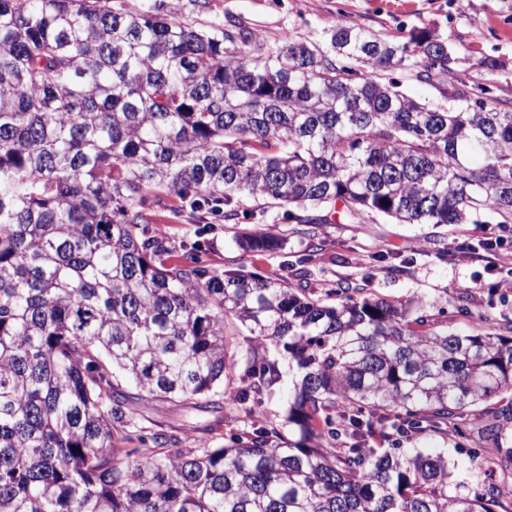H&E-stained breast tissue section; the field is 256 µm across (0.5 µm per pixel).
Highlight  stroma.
Wrapping results in <instances>:
<instances>
[{
	"instance_id": "stroma-1",
	"label": "stroma",
	"mask_w": 512,
	"mask_h": 512,
	"mask_svg": "<svg viewBox=\"0 0 512 512\" xmlns=\"http://www.w3.org/2000/svg\"><path fill=\"white\" fill-rule=\"evenodd\" d=\"M179 20L195 27L245 22L259 42L274 43L291 36L320 39L341 22H356L384 35L409 36L425 29L447 37L457 51L458 79L490 88L493 96L512 98V0H180ZM502 69L481 68L485 58ZM176 196L166 197L154 210L151 231L164 237L173 257L201 242L202 266L211 271L243 268L260 274L305 269L291 284L320 294L338 283L365 285L369 294L389 302L411 298L438 302L433 320L467 333L491 332L512 336V265L489 270L480 240L503 239L512 250V224H400L377 214L351 221L328 211L316 236L305 225L288 220L283 209L251 197L242 198L239 217L193 224L176 219ZM273 229L283 239L272 251L245 250L242 236ZM252 419L239 414L201 413L155 402L144 409L143 426L156 424L178 430L183 447L206 442L227 443L235 434L251 431ZM462 440L454 432L425 433L400 438L403 448L426 453L447 449L449 462L471 465L474 472L500 480L496 462L501 449L512 448V419L504 422L499 449L487 447L478 424ZM481 456H472V449Z\"/></svg>"
}]
</instances>
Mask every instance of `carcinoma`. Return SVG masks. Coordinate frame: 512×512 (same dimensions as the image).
<instances>
[{"label": "carcinoma", "mask_w": 512, "mask_h": 512, "mask_svg": "<svg viewBox=\"0 0 512 512\" xmlns=\"http://www.w3.org/2000/svg\"><path fill=\"white\" fill-rule=\"evenodd\" d=\"M179 3L0 0V512H512V482L448 455L377 448L395 435L501 438L512 336L428 327L431 304L364 288L306 295L282 275L172 259L152 206L203 224L249 196L317 225L320 208L400 224H512V101L481 85L419 103L387 73L453 79L455 48L342 23L324 40L196 28ZM245 249L279 246L258 232ZM261 413L288 361L285 439L263 425L180 448L138 405ZM141 444L116 447V433ZM344 437V447H323Z\"/></svg>", "instance_id": "1"}]
</instances>
